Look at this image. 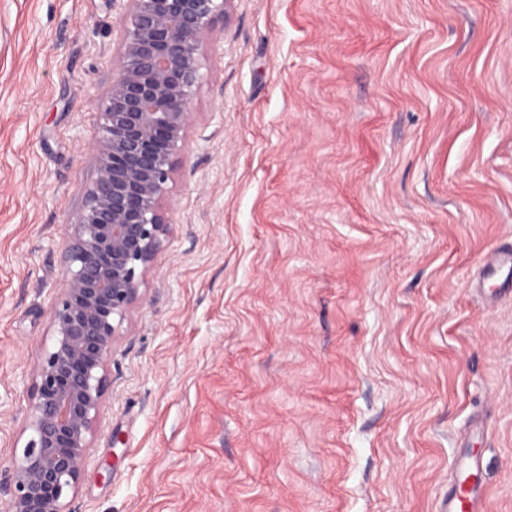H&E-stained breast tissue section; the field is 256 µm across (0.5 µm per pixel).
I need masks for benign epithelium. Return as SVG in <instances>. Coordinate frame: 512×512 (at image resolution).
Segmentation results:
<instances>
[{"label":"benign epithelium","instance_id":"7a95c632","mask_svg":"<svg viewBox=\"0 0 512 512\" xmlns=\"http://www.w3.org/2000/svg\"><path fill=\"white\" fill-rule=\"evenodd\" d=\"M122 52L92 146L98 177L65 225L68 285L52 312L53 347L38 360L4 512H68L108 387L115 320L141 300L168 221L161 201L192 121L202 48L231 0H127Z\"/></svg>","mask_w":512,"mask_h":512}]
</instances>
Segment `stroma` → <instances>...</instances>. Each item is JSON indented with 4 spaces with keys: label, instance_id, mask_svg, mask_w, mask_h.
I'll use <instances>...</instances> for the list:
<instances>
[{
    "label": "stroma",
    "instance_id": "obj_1",
    "mask_svg": "<svg viewBox=\"0 0 512 512\" xmlns=\"http://www.w3.org/2000/svg\"><path fill=\"white\" fill-rule=\"evenodd\" d=\"M125 0H0V480ZM70 512H512V0H232ZM482 278V286L488 283L491 287L488 291L484 290L490 297L496 296L507 286L512 288V247L495 251L492 260L483 268ZM498 280H501L500 283L495 282ZM454 478L448 488V512H482L483 480L476 458L453 463Z\"/></svg>",
    "mask_w": 512,
    "mask_h": 512
}]
</instances>
